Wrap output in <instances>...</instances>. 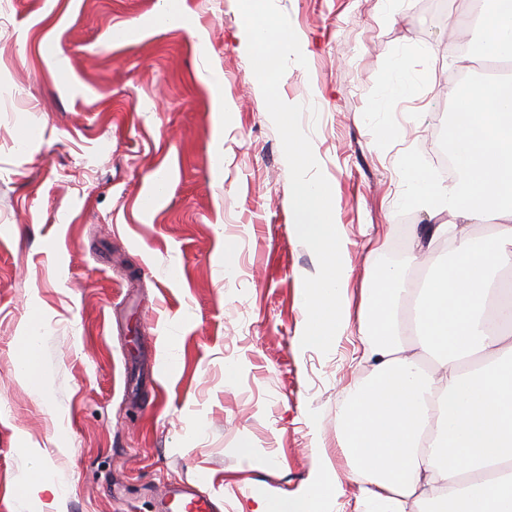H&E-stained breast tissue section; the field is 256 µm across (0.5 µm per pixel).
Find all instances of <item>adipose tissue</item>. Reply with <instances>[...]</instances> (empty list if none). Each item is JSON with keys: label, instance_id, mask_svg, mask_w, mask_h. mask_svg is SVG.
Masks as SVG:
<instances>
[{"label": "adipose tissue", "instance_id": "obj_1", "mask_svg": "<svg viewBox=\"0 0 512 512\" xmlns=\"http://www.w3.org/2000/svg\"><path fill=\"white\" fill-rule=\"evenodd\" d=\"M494 2L478 18L484 54L512 59V0ZM444 140L452 185L437 187L409 155L400 174L410 203L454 216L432 229L452 239V261L421 244L415 289L385 268L359 290L370 375L345 389L338 440L363 512H512V326L493 320L512 310V280L489 278L512 268V78L461 92ZM489 219L492 234H471L469 222ZM341 495L326 474L291 502L256 498L253 512H326Z\"/></svg>", "mask_w": 512, "mask_h": 512}]
</instances>
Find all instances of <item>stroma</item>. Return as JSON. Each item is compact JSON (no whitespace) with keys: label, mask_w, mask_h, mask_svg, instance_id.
Returning a JSON list of instances; mask_svg holds the SVG:
<instances>
[{"label":"stroma","mask_w":512,"mask_h":512,"mask_svg":"<svg viewBox=\"0 0 512 512\" xmlns=\"http://www.w3.org/2000/svg\"><path fill=\"white\" fill-rule=\"evenodd\" d=\"M306 66L280 82L310 104L302 126L329 181L352 267L350 296L385 267L412 283L398 172L436 158L456 91L449 23L472 0H275ZM191 26L160 27L161 0H8L0 27V512H26L22 479L64 491L37 512H159L172 483L251 512L254 494L296 498L324 459L346 480L336 417L342 389L366 379L358 325L329 353L302 348L305 277L281 139L252 81L237 0H181ZM140 26L128 43L109 30ZM53 41L57 57L42 54ZM224 75L225 113L204 77ZM70 77L61 84L60 73ZM415 82L391 97L390 75ZM224 142V162L214 144ZM232 246L235 263L224 265ZM43 382L17 373L30 315ZM268 459L250 468L241 451Z\"/></svg>","instance_id":"35a3bbf8"}]
</instances>
